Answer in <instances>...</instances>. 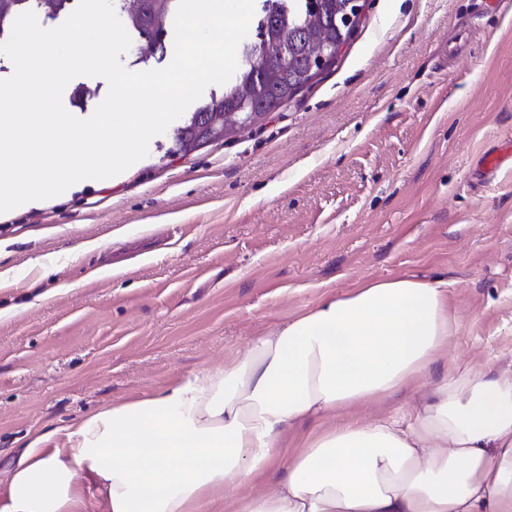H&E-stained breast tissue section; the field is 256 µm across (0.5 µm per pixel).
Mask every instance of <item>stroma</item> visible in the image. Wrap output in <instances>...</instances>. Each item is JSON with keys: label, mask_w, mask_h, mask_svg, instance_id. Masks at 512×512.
<instances>
[{"label": "stroma", "mask_w": 512, "mask_h": 512, "mask_svg": "<svg viewBox=\"0 0 512 512\" xmlns=\"http://www.w3.org/2000/svg\"><path fill=\"white\" fill-rule=\"evenodd\" d=\"M511 140L512 6L368 0L339 62L253 128L171 157L155 136L117 176L0 213V496L30 438L56 447L368 279L447 276L457 332L447 365L348 419L448 369L512 371V166L480 165Z\"/></svg>", "instance_id": "obj_1"}]
</instances>
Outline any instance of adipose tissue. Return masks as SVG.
Returning a JSON list of instances; mask_svg holds the SVG:
<instances>
[{"label":"adipose tissue","mask_w":512,"mask_h":512,"mask_svg":"<svg viewBox=\"0 0 512 512\" xmlns=\"http://www.w3.org/2000/svg\"><path fill=\"white\" fill-rule=\"evenodd\" d=\"M448 280H371L258 336L245 357L93 412L65 445L33 438L0 512H218L225 491L288 470L231 512H512V374L447 372L418 404L363 423L448 355ZM328 420L289 452L290 429Z\"/></svg>","instance_id":"1"}]
</instances>
